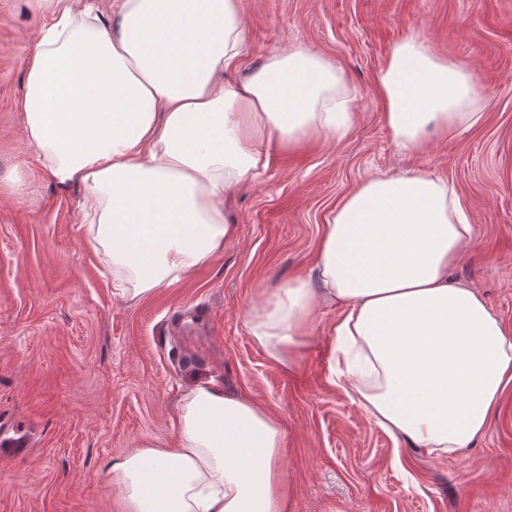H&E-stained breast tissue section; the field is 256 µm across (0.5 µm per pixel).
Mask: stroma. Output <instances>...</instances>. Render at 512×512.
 <instances>
[{
	"label": "stroma",
	"mask_w": 512,
	"mask_h": 512,
	"mask_svg": "<svg viewBox=\"0 0 512 512\" xmlns=\"http://www.w3.org/2000/svg\"><path fill=\"white\" fill-rule=\"evenodd\" d=\"M246 67L303 45L340 66L356 95L341 137L272 150L228 201L237 235L179 280L135 301L113 294L112 258L86 244L85 192L57 185L26 147L24 58L38 0H0V422L32 440L0 459V512H128L108 467L176 438L199 380L260 404L283 430L287 512H512V386L458 458L395 438L331 383L340 316L322 307L292 364L252 336L251 300L309 280L330 214L375 171L424 168L466 200L473 242L455 270L512 330V0H239ZM423 34L468 64L486 119L429 153L400 152L380 70Z\"/></svg>",
	"instance_id": "1"
}]
</instances>
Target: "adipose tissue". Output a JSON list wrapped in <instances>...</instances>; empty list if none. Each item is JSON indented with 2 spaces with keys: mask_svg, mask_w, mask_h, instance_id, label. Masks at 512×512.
<instances>
[{
  "mask_svg": "<svg viewBox=\"0 0 512 512\" xmlns=\"http://www.w3.org/2000/svg\"><path fill=\"white\" fill-rule=\"evenodd\" d=\"M110 19L55 0L24 62V127L41 167L86 191L90 243L111 251L121 298L205 264L236 227L226 201L268 162L342 135L354 97L341 67L302 46L244 69L239 0H116ZM395 145L426 153L483 124L473 69L410 36L381 70ZM467 205L427 169L368 176L324 224L311 270L250 308V330L290 362L326 305L339 386L370 420L455 458L512 385V333L452 270ZM280 423L212 382L184 394L171 447L112 462L132 512H285Z\"/></svg>",
  "mask_w": 512,
  "mask_h": 512,
  "instance_id": "obj_1",
  "label": "adipose tissue"
}]
</instances>
